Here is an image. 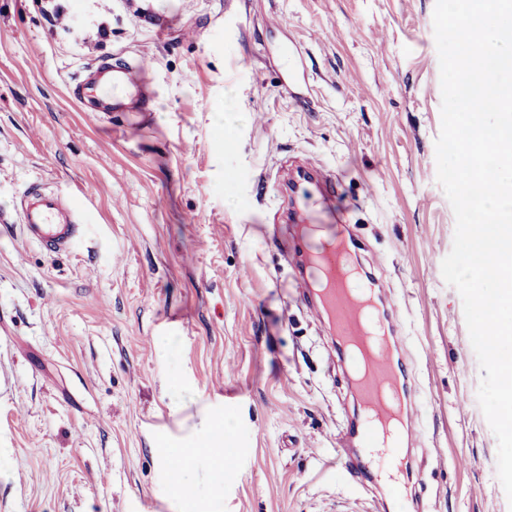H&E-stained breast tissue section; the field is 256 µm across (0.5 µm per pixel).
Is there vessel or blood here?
Instances as JSON below:
<instances>
[{"label": "vessel or blood", "instance_id": "vessel-or-blood-1", "mask_svg": "<svg viewBox=\"0 0 512 512\" xmlns=\"http://www.w3.org/2000/svg\"><path fill=\"white\" fill-rule=\"evenodd\" d=\"M297 49L285 53L281 85L300 109L310 100L299 91L302 81ZM133 65L98 63L75 97L86 112H120L135 86ZM298 179L314 183L322 201L336 195V175L320 163L305 162ZM25 239L49 253L65 252L76 242L84 222V211L74 197L38 185L29 186L16 204ZM301 269L298 288L311 301L310 308L335 330L347 350H354L368 325H376L380 341L361 357L353 370L354 391L364 412L361 422L340 438L341 447L356 445L375 451L373 467L345 462L349 479L364 484L372 472H400L409 461L407 447L419 445L424 433L416 423L413 382L405 356L397 348L404 317L389 299L384 281L373 273H360L347 242L313 244L290 250Z\"/></svg>", "mask_w": 512, "mask_h": 512}]
</instances>
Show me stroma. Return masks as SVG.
Masks as SVG:
<instances>
[{"instance_id":"35a3bbf8","label":"stroma","mask_w":512,"mask_h":512,"mask_svg":"<svg viewBox=\"0 0 512 512\" xmlns=\"http://www.w3.org/2000/svg\"><path fill=\"white\" fill-rule=\"evenodd\" d=\"M58 2L78 31L41 0H0V512H376L384 489L328 469L353 404L292 286L274 189L290 157L335 172L403 311L425 512H512L441 272L456 222L437 182L435 0H151L150 17ZM291 43L307 111L280 88ZM139 54L141 110L82 111L85 71ZM33 184L83 204L70 251L22 236L13 203ZM206 439L237 458L223 481ZM175 448L196 451L178 488ZM196 453L195 449L187 450L186 453V464L182 470L183 464L182 462L178 461L176 458H182L184 455L181 451H176L172 453V456H170V459L165 462L164 467V477L165 481L169 484H175L180 480V476L182 473V479L181 483H183L184 474L188 468L189 460L194 456Z\"/></svg>"}]
</instances>
